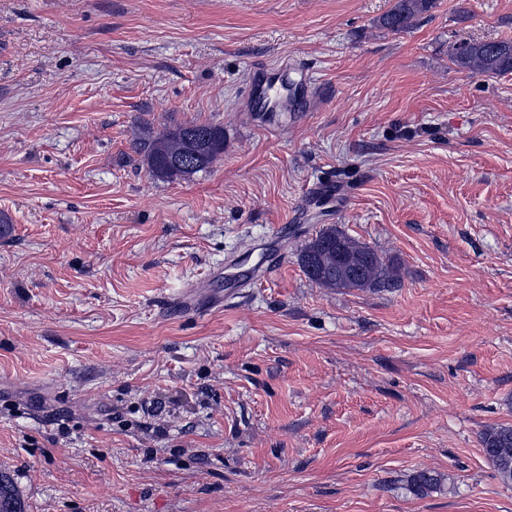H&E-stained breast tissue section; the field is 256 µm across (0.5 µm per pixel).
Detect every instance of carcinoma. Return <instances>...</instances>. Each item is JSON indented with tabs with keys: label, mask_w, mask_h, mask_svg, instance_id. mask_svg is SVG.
Instances as JSON below:
<instances>
[{
	"label": "carcinoma",
	"mask_w": 512,
	"mask_h": 512,
	"mask_svg": "<svg viewBox=\"0 0 512 512\" xmlns=\"http://www.w3.org/2000/svg\"><path fill=\"white\" fill-rule=\"evenodd\" d=\"M435 5V0H395L381 26L402 32ZM453 61L479 74L512 71V40L463 42L454 48ZM135 142L149 173L158 179H186L207 169L224 152V127L210 122L176 123L154 135L144 126ZM300 264L312 281L328 288H389L396 283L393 261L348 237L334 227L322 230L300 253ZM486 458L499 478L512 483V426L486 429L480 437ZM440 482L433 471L420 470L409 478L414 493L423 495ZM0 512H25L10 479L0 473Z\"/></svg>",
	"instance_id": "carcinoma-1"
}]
</instances>
